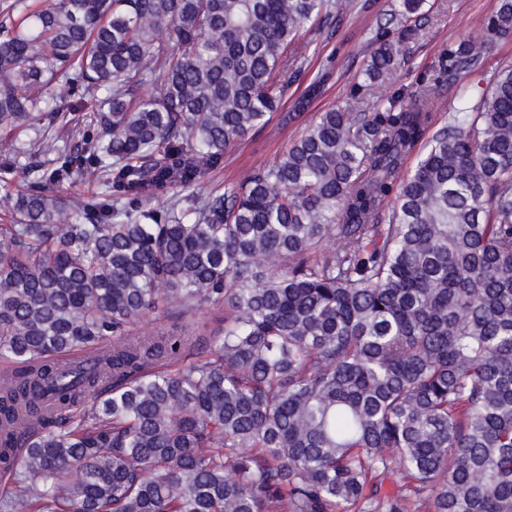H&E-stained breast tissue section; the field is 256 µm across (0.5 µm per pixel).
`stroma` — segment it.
I'll use <instances>...</instances> for the list:
<instances>
[{"instance_id":"1","label":"stroma","mask_w":512,"mask_h":512,"mask_svg":"<svg viewBox=\"0 0 512 512\" xmlns=\"http://www.w3.org/2000/svg\"><path fill=\"white\" fill-rule=\"evenodd\" d=\"M370 2L368 11L345 16L337 21L334 32L313 36L309 45L298 52L295 65L300 76L290 86L289 97L300 94L322 71L331 73L325 95L313 103L307 119L344 105L355 93L368 106L377 98L391 96L407 103L424 84L428 85L439 114L447 115L461 97L473 94L479 81L475 74H461L450 81L435 77L434 68L444 50L464 39L487 44L486 69L512 64V35L495 37L481 25L482 20L497 11L499 0H426L421 21L403 45L401 64L384 82L360 86L361 74L375 50L371 41L373 31L394 9L393 0ZM298 133V128L284 131L277 120H270L262 131L226 151L221 167L202 177L198 193L204 195L236 181L243 170L263 167Z\"/></svg>"}]
</instances>
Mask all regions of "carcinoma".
Wrapping results in <instances>:
<instances>
[{"instance_id": "cac0c4a2", "label": "carcinoma", "mask_w": 512, "mask_h": 512, "mask_svg": "<svg viewBox=\"0 0 512 512\" xmlns=\"http://www.w3.org/2000/svg\"><path fill=\"white\" fill-rule=\"evenodd\" d=\"M368 7L8 5L0 180L31 189L0 224V512H512V65L444 123L426 92L354 96L196 192L277 111L290 48ZM486 25L512 35V0ZM375 40L370 83L403 38ZM486 51L455 45L439 71ZM48 75L102 106L22 140ZM87 165L101 193L74 202ZM205 306L210 330L190 322ZM300 132L301 127L281 130L277 114H274L262 131L249 135L226 151L221 167L202 177L197 186L198 193L205 195L217 187L223 189L224 185L236 181L243 170L263 167Z\"/></svg>"}]
</instances>
